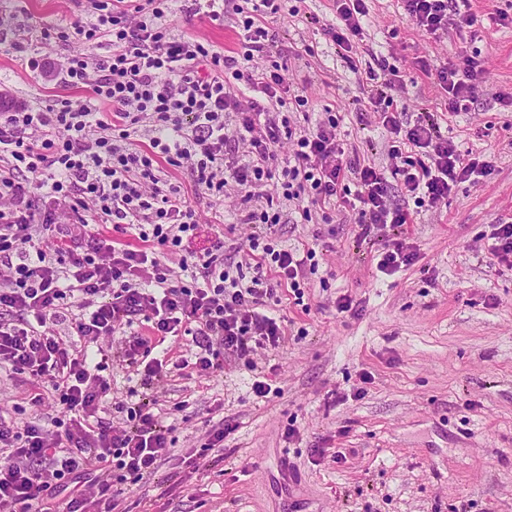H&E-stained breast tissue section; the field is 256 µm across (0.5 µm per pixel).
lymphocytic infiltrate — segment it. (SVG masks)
<instances>
[{
  "mask_svg": "<svg viewBox=\"0 0 512 512\" xmlns=\"http://www.w3.org/2000/svg\"><path fill=\"white\" fill-rule=\"evenodd\" d=\"M171 0H90L92 21L43 28L52 44L72 40L80 53L57 73L84 96L0 113V366L34 388L33 407L54 408L49 425L0 419V512H88L67 493L80 475H96L111 502L127 480L155 473L168 448L172 412L151 395L118 401L121 424L101 415L112 394L111 359L143 368L148 388L166 374L154 350L169 336L191 339L181 368L217 376L225 354L249 360L279 348L286 331L267 315L284 291L303 299L315 272L314 250L283 248L268 229L301 218L353 210L362 237L409 223L390 200V183L419 208H438L458 183L492 165L462 154L433 114L414 122L392 110L399 70L365 41L367 0H335L324 35L352 72L390 134V169L346 153L335 113L301 124L308 99L292 93L287 64L257 66L276 42L268 22L298 15L286 0H191L190 16L223 24L240 15L245 36L223 53L190 34H173ZM459 0H402L404 18L427 34L447 33ZM110 53L99 57V46ZM446 93L445 109L466 111L486 69L478 57L415 60ZM289 144L281 156V144ZM194 198L220 207L233 199L237 223L252 225L240 261L224 259V241L170 267L166 254L196 236ZM69 325L71 339L57 328ZM117 341L115 353L101 342Z\"/></svg>",
  "mask_w": 512,
  "mask_h": 512,
  "instance_id": "obj_1",
  "label": "lymphocytic infiltrate"
}]
</instances>
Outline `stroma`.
I'll return each mask as SVG.
<instances>
[{
    "label": "stroma",
    "instance_id": "stroma-1",
    "mask_svg": "<svg viewBox=\"0 0 512 512\" xmlns=\"http://www.w3.org/2000/svg\"><path fill=\"white\" fill-rule=\"evenodd\" d=\"M332 0H302L298 16L270 27L278 42L264 66L287 61L307 80L308 109L333 110L345 143L384 166L386 136L372 104L355 108L360 90L321 31ZM473 27L449 26L434 40L402 20L400 0H369L371 41L384 55L425 53L454 61L479 54L488 72L469 111L444 110V92L412 67L401 71L393 108L415 120L429 108L459 149L491 161L478 183L458 184L439 209L413 214L402 237L413 265L385 275L377 257L392 232L360 239L353 218L332 224L292 215L274 227L286 247L315 249L319 259L302 304L283 300L288 336L259 349L256 370L228 355L224 372L171 375L162 399L185 402L176 440L156 473L128 484L114 512H512V265L492 260L493 226L512 219V0H471ZM175 33L192 32L216 49L238 45L233 20L201 25L174 4ZM77 0H0V96L11 107L43 106L62 94L51 74L25 71L21 55L41 52L40 31L88 18ZM193 250L224 239L234 257L250 228L216 219L197 204ZM351 297L357 315L340 313ZM273 391L254 394V380ZM235 430L222 452L194 465L212 425ZM290 475H283L284 466Z\"/></svg>",
    "mask_w": 512,
    "mask_h": 512
}]
</instances>
